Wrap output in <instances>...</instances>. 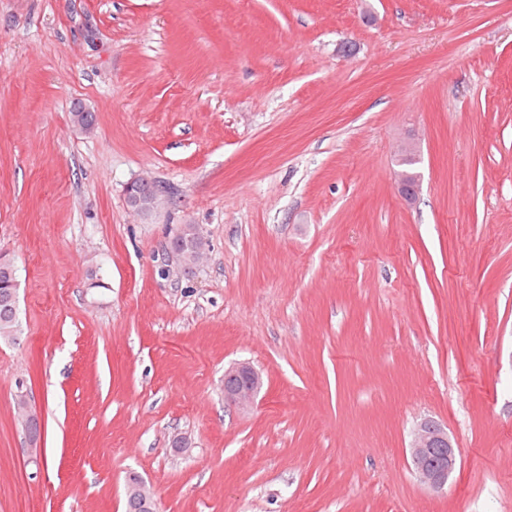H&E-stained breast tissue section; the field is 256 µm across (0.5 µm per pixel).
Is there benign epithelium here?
<instances>
[{
  "instance_id": "benign-epithelium-1",
  "label": "benign epithelium",
  "mask_w": 512,
  "mask_h": 512,
  "mask_svg": "<svg viewBox=\"0 0 512 512\" xmlns=\"http://www.w3.org/2000/svg\"><path fill=\"white\" fill-rule=\"evenodd\" d=\"M139 182L128 186L127 202L136 212L149 213L158 208L157 201H143L133 190ZM262 385L259 371L248 362H239L224 373V398L240 410L254 402ZM412 470L424 486L441 491L448 486V480L457 467L454 446L448 431L433 419L420 421L413 429L409 446Z\"/></svg>"
}]
</instances>
